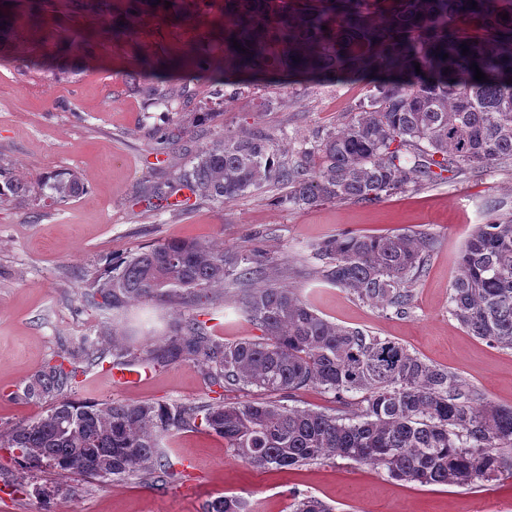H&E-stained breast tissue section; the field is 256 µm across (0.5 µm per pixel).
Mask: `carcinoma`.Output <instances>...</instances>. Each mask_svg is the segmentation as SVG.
Here are the masks:
<instances>
[{
    "instance_id": "1",
    "label": "carcinoma",
    "mask_w": 512,
    "mask_h": 512,
    "mask_svg": "<svg viewBox=\"0 0 512 512\" xmlns=\"http://www.w3.org/2000/svg\"><path fill=\"white\" fill-rule=\"evenodd\" d=\"M219 36V59H141V73L154 78L141 92L156 103L176 101L187 85L170 84L164 74L193 68L217 87L280 83L285 76L290 85L366 80L372 93L348 123L282 160L275 138L261 131L203 147L178 180L204 198L229 203L276 182L288 186L283 202L293 207L373 203L410 184L512 166V0H224ZM474 64L486 81L474 79ZM39 185L56 204L84 189L68 172L42 176ZM27 192L0 170V203ZM503 205L494 203L467 241L450 310L471 334L512 349V215L500 213ZM429 247L426 237L409 232L336 233L316 246L322 265L315 274L377 309L407 316ZM267 262L258 248L169 240L86 280L82 301L104 316L97 337L55 353L30 377L18 399L47 405V414L0 433V448L31 468L153 485L174 477L161 441L201 428L264 469L340 457L382 465L391 477L422 485L503 476L512 406L483 400L460 376L395 340L324 318L275 279L251 285ZM229 280L239 285L237 309L260 335L225 342L196 315L181 313L160 338L139 344L130 338V308L175 303L201 309ZM106 362L114 368L192 363L208 387L222 393L204 405L71 399L77 377ZM254 388L263 397L224 401L228 390ZM308 388L334 393L340 407L302 409L271 399ZM347 393L361 397L347 401ZM204 512L252 509L249 501L224 495L208 501ZM292 512L332 508L315 496H296Z\"/></svg>"
}]
</instances>
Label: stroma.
Returning a JSON list of instances; mask_svg holds the SVG:
<instances>
[{
	"instance_id": "1",
	"label": "stroma",
	"mask_w": 512,
	"mask_h": 512,
	"mask_svg": "<svg viewBox=\"0 0 512 512\" xmlns=\"http://www.w3.org/2000/svg\"><path fill=\"white\" fill-rule=\"evenodd\" d=\"M32 0H0L15 18L0 41V168L36 185L41 176L76 172L77 197L54 204L32 193L0 205V433L46 414L15 399L26 380L62 346L88 335L100 320L86 307L84 281L112 260L172 239L262 249L265 273L293 288L323 317L391 338L412 353L461 376L485 400L512 406V349L466 332L449 312L457 260L491 201L512 213V167L450 182L408 186L376 204L325 202L310 208L280 203L283 185L249 189L220 205L186 196L175 180L190 158L224 136L257 129L273 133L280 151L289 140L314 143L357 112L362 83L279 88L259 82L213 93L203 80L171 105L149 104L132 76L142 56L178 54L198 44L211 55L224 47L210 31L224 20V0H206L186 18L148 7L125 40L112 39L109 19L75 11L72 0L27 19ZM76 25L81 46L57 51L55 29ZM200 112L212 120L197 121ZM181 129L167 147L160 132ZM340 231L382 235L421 232L434 240L413 285L407 317L383 312L310 276L314 247ZM233 286L215 302V332L224 341L253 337L256 327L236 308ZM101 403L176 401L203 404L211 393L197 367L184 362L150 370L139 383H108L94 370L71 394ZM178 473L163 486L131 478L102 483L79 474L27 470L0 449V512H203L221 495L240 496L260 512H290L294 494L320 498L333 512H512V478L482 485H422L391 478L380 465L338 457L276 472L253 467L202 430H183L167 443ZM70 486L56 496V483ZM45 497H38L36 488Z\"/></svg>"
}]
</instances>
